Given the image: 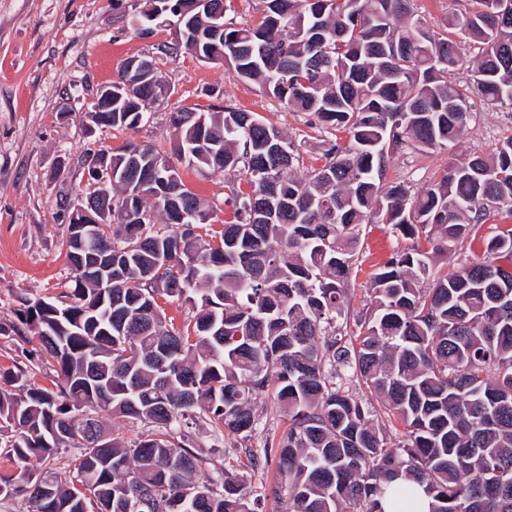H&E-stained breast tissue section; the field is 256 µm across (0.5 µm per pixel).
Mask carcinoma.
Wrapping results in <instances>:
<instances>
[{
  "label": "carcinoma",
  "instance_id": "obj_1",
  "mask_svg": "<svg viewBox=\"0 0 512 512\" xmlns=\"http://www.w3.org/2000/svg\"><path fill=\"white\" fill-rule=\"evenodd\" d=\"M266 2L258 24L237 28L202 3L167 0L160 13L162 0H138L129 33L167 29L169 16L180 37L157 44L154 69L117 72L93 122L148 121L144 102L185 49L349 143L324 141L322 164L299 178L295 145L259 115L170 113L177 160L248 186L225 198L233 219L215 233L167 153L136 143L112 153L120 193L99 203L112 221L89 235L112 252V287L80 279L90 251L70 236V291L26 299L0 326L32 332L62 376L40 387L23 368L0 371V423L13 432L4 451L20 463L0 477V500L21 497L28 512H260L196 431L249 440L266 397L287 427L255 460L275 464L270 492L287 495L290 512H385L388 494L411 512L416 486L428 512H512V273L497 264L512 257V229L484 258L445 266L470 225L512 215V137L416 191L386 183L397 151L456 147L473 98L512 109V0H469L442 33L410 0ZM131 212L137 223L122 222ZM367 221L409 244L371 274L354 344L342 331L345 286ZM162 298L191 305L183 327H167ZM343 372L403 425L396 447L372 401L339 384ZM106 415L142 428L105 440ZM62 449L75 452L66 480L40 470Z\"/></svg>",
  "mask_w": 512,
  "mask_h": 512
}]
</instances>
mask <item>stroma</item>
I'll return each instance as SVG.
<instances>
[{
    "label": "stroma",
    "mask_w": 512,
    "mask_h": 512,
    "mask_svg": "<svg viewBox=\"0 0 512 512\" xmlns=\"http://www.w3.org/2000/svg\"><path fill=\"white\" fill-rule=\"evenodd\" d=\"M137 0H0V324L15 320L22 300L58 295L69 280L65 241L72 206L85 193V150L91 136L85 114L101 86L116 76L123 61L151 54L170 40L165 30L146 38L124 31V17ZM173 95L155 104L148 122L132 129L97 132L112 149L150 143L170 151L169 114L176 107L210 111L233 105L272 123L299 145L304 163L296 176L318 165L326 134L310 127L301 112L283 108L256 86L237 81L224 65L181 54L162 69ZM512 137V111L474 104L466 131L454 150H403L389 163L386 178L411 189L438 179L448 163L473 153L492 152ZM187 187L213 209V230L231 221L224 199L233 182L224 173L181 167ZM389 225H363L359 265L348 280L345 309L356 318L372 290L370 275L404 247ZM37 338L0 335V369L33 367L37 384L57 376L36 359ZM256 431L250 441L234 435L220 442L219 465L243 473L248 491L271 487L276 470L255 465L265 440L280 434L285 420L271 400L256 405Z\"/></svg>",
    "instance_id": "1"
}]
</instances>
